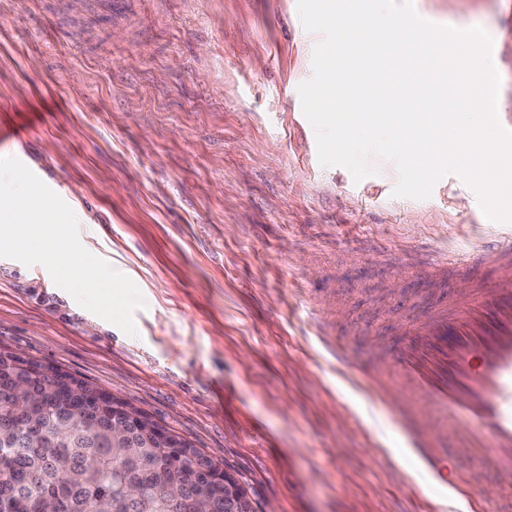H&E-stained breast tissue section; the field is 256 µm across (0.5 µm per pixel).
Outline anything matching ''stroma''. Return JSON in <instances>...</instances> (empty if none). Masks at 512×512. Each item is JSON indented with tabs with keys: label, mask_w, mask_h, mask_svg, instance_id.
Here are the masks:
<instances>
[{
	"label": "stroma",
	"mask_w": 512,
	"mask_h": 512,
	"mask_svg": "<svg viewBox=\"0 0 512 512\" xmlns=\"http://www.w3.org/2000/svg\"><path fill=\"white\" fill-rule=\"evenodd\" d=\"M493 39L512 124V0H414ZM320 34L297 0H0V158L74 212L81 244L131 278L136 335L40 264L0 258V349L122 398L217 455L256 508L478 512L430 484L378 401L379 354L446 281L412 245L475 255L494 231L449 175L397 197L395 165L322 166L299 85ZM354 365L327 362L312 316Z\"/></svg>",
	"instance_id": "obj_1"
}]
</instances>
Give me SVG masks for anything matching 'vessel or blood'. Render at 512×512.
<instances>
[{
  "label": "vessel or blood",
  "instance_id": "b4317fda",
  "mask_svg": "<svg viewBox=\"0 0 512 512\" xmlns=\"http://www.w3.org/2000/svg\"><path fill=\"white\" fill-rule=\"evenodd\" d=\"M484 250L490 273L472 275L474 304L448 299L378 364L390 374L383 404L419 470L441 486L452 472L472 498L475 473L512 471V238Z\"/></svg>",
  "mask_w": 512,
  "mask_h": 512
}]
</instances>
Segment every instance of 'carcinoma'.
<instances>
[{"instance_id":"1","label":"carcinoma","mask_w":512,"mask_h":512,"mask_svg":"<svg viewBox=\"0 0 512 512\" xmlns=\"http://www.w3.org/2000/svg\"><path fill=\"white\" fill-rule=\"evenodd\" d=\"M31 372L0 350V512H193L195 492L224 512V487L206 480L220 473L194 445L165 448L148 436L136 439L137 454L125 455L112 442V404L89 397L80 414L69 413L58 396L60 380L77 377ZM187 492L170 501V487Z\"/></svg>"}]
</instances>
